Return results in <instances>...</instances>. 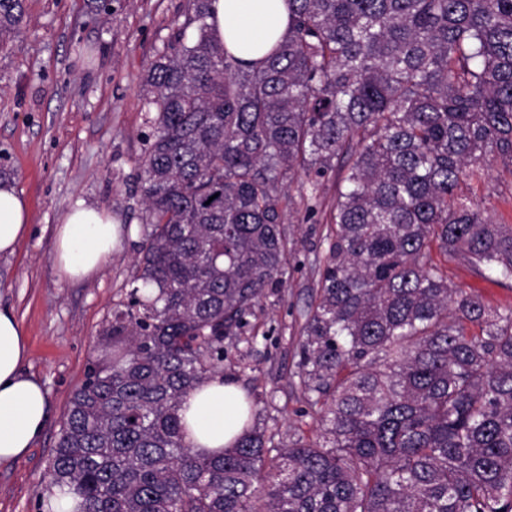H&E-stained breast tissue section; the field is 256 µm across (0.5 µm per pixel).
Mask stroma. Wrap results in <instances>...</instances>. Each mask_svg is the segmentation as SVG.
<instances>
[{
	"mask_svg": "<svg viewBox=\"0 0 512 512\" xmlns=\"http://www.w3.org/2000/svg\"><path fill=\"white\" fill-rule=\"evenodd\" d=\"M188 5L114 0L105 16L92 0H26L25 24L0 42V168L31 205L28 235L14 253L0 254V307L25 332L23 370L41 381L48 398L46 426L33 448L0 462V512H47V471L68 402L137 271L145 218L138 165L151 133L141 76L184 23ZM335 194V179H326L314 217L292 210L282 287L266 291L247 331L224 342L225 375L253 401L255 420L284 442L316 434L298 377L299 341ZM470 195L497 223L512 224V167L494 162ZM79 200L112 212L123 236L97 274L70 282L53 260L55 227ZM437 262L451 286L512 310V288L458 260Z\"/></svg>",
	"mask_w": 512,
	"mask_h": 512,
	"instance_id": "35a3bbf8",
	"label": "stroma"
}]
</instances>
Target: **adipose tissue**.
Instances as JSON below:
<instances>
[{"mask_svg": "<svg viewBox=\"0 0 512 512\" xmlns=\"http://www.w3.org/2000/svg\"><path fill=\"white\" fill-rule=\"evenodd\" d=\"M209 23L229 54L261 61L287 36V0H211ZM29 230L26 201L10 183L0 184V253L13 252ZM119 229L111 212L76 202L58 224L54 260L68 279L93 276L111 257ZM27 341L15 316L0 308V460L17 459L32 448L48 415L42 385L25 375ZM185 443L217 455L234 445L248 416L244 391L232 379L214 376L182 404Z\"/></svg>", "mask_w": 512, "mask_h": 512, "instance_id": "adipose-tissue-1", "label": "adipose tissue"}]
</instances>
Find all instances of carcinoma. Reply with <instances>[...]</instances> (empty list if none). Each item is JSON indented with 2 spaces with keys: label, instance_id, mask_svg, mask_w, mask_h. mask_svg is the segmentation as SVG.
<instances>
[{
  "label": "carcinoma",
  "instance_id": "carcinoma-1",
  "mask_svg": "<svg viewBox=\"0 0 512 512\" xmlns=\"http://www.w3.org/2000/svg\"><path fill=\"white\" fill-rule=\"evenodd\" d=\"M260 65L189 0L142 79L151 124L137 285L74 391L48 478L73 512H512V311L432 252L512 288V225L462 190L512 166V0H288ZM24 0H0V40ZM336 179L299 377L321 426L255 423L220 456L184 398L224 375L288 254L283 182ZM434 258L448 275V284L480 296L485 303L501 312L512 310V288L481 278L456 259L445 258L438 253H434Z\"/></svg>",
  "mask_w": 512,
  "mask_h": 512
}]
</instances>
